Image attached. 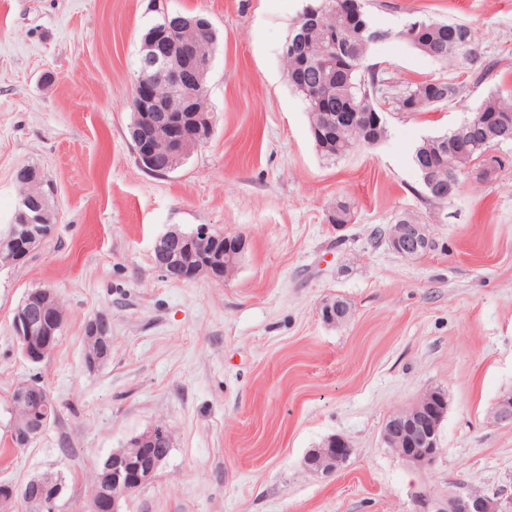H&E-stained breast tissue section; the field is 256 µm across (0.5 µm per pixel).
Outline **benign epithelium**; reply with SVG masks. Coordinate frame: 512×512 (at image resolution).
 <instances>
[{
    "label": "benign epithelium",
    "instance_id": "obj_1",
    "mask_svg": "<svg viewBox=\"0 0 512 512\" xmlns=\"http://www.w3.org/2000/svg\"><path fill=\"white\" fill-rule=\"evenodd\" d=\"M346 39L332 35L319 53L325 68L336 67ZM208 62L194 43L179 41L172 36L155 35L149 39V48L141 56L135 82V115L138 126L132 129L135 154L144 169L154 175L165 176L175 162L188 156L210 136L212 121L193 106L195 95L204 90L199 74ZM164 83L169 95L182 100L174 109L169 99L156 91ZM362 119L357 112H338L325 109V123L333 133L342 126H357L364 142L376 145L386 134L384 115L368 113ZM423 181L439 202L454 194L455 183L443 188L437 182V173L423 168ZM13 222L28 238L40 233L45 213L37 199H24L15 211ZM388 248L403 259H417L431 248L428 225L419 221L411 224H391L383 234ZM211 234V226L199 224L190 233L170 229L156 241L151 260L165 278L175 274L178 280H191L207 274L215 280H225L235 270L246 250L247 240L241 234H224L221 246ZM47 288L30 291L14 310L12 331L23 356L31 363H39L49 353L57 330V317L46 303ZM320 315L328 324H338L350 315L348 304L339 299L329 300L320 308ZM84 365L93 371L108 360L112 346V331L108 317L99 314L85 323ZM52 401L51 395L32 382L14 388L10 398L12 414V444L21 447L35 439L48 425L49 417L39 407ZM448 412L446 394L440 389H428L408 408L401 409L387 419L382 439L407 465L426 472L432 469L442 453L440 426ZM495 419L512 426V392L501 397L494 411ZM163 442L173 447L170 429L157 423L132 438L128 445L112 451L98 462L100 479L110 487L104 499L94 497L93 512H122L121 501L139 488L151 483L164 458L153 455L150 448ZM349 441L340 435L328 437L324 443L311 449L305 464L314 472H337L352 456ZM63 482L51 474L29 480L17 489L11 485L0 487V501L9 502L20 497L30 512H57L63 493ZM413 512H498L497 501L476 491H455L436 494L421 486L411 493Z\"/></svg>",
    "mask_w": 512,
    "mask_h": 512
}]
</instances>
